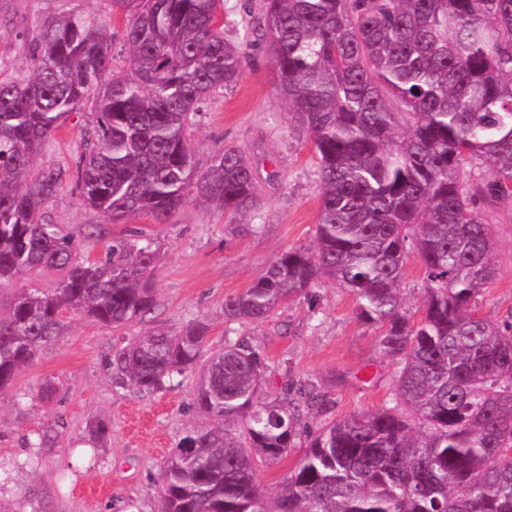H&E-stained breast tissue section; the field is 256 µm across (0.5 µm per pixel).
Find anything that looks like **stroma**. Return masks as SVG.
Listing matches in <instances>:
<instances>
[{
	"label": "stroma",
	"mask_w": 512,
	"mask_h": 512,
	"mask_svg": "<svg viewBox=\"0 0 512 512\" xmlns=\"http://www.w3.org/2000/svg\"><path fill=\"white\" fill-rule=\"evenodd\" d=\"M70 11L104 24L115 59H125V21L113 15L109 0H0V77L26 72L27 35ZM88 123V110L72 113L36 156L35 167L74 172ZM188 132L198 167L208 166L219 148L239 149L250 159L259 185L260 231L252 230L251 214L207 209L191 198L163 224L142 216L112 224L83 205L71 177L46 205L54 223L78 237L82 259L103 256L113 237L134 231L159 242L155 308L127 332L203 321L211 326L213 346L228 335L247 339L267 358L260 399L290 385L319 384L330 409L324 416L302 411L303 423L313 428L325 416L343 418L390 401L395 365L379 355L376 330L358 319L347 289L324 282L311 298L264 323L224 321L225 299L247 288L284 251L310 244L320 199L312 140L277 92L265 43L248 48L234 87L210 97ZM484 213L500 273L481 313L500 321L512 313V205ZM124 333L86 314L65 312L62 336L0 392V512H157L159 469L187 428L203 419L193 408L192 376L176 377L153 393L116 384L109 359ZM47 380L58 387L51 402L38 397ZM99 421L109 427L101 444L91 435Z\"/></svg>",
	"instance_id": "obj_1"
}]
</instances>
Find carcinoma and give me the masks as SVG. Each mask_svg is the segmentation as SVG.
<instances>
[{
    "mask_svg": "<svg viewBox=\"0 0 512 512\" xmlns=\"http://www.w3.org/2000/svg\"><path fill=\"white\" fill-rule=\"evenodd\" d=\"M112 35L68 12L26 37L29 71L0 78V282L59 273L51 293L24 289L0 310V391L63 331V311L116 330L155 306L160 249L114 237L98 259L45 204L64 172L33 161L69 115L94 114L76 163L84 205L112 224H162L194 194L203 206L256 211L258 184L237 149L197 169L186 129L235 84L247 45L224 39L219 0H111ZM251 29L276 85L312 138L321 186L313 242L291 248L224 317L259 323L323 281L351 292L396 364L392 404L307 432L295 402L328 401L315 383L268 401L263 352L210 327L158 324L110 359L118 384L163 389L198 372L196 410L210 420L162 465L160 512H512V315L479 314L499 267L483 215L512 198V0H261ZM422 274L421 316L406 306V262ZM306 449L274 495L259 467Z\"/></svg>",
    "mask_w": 512,
    "mask_h": 512,
    "instance_id": "cac0c4a2",
    "label": "carcinoma"
}]
</instances>
